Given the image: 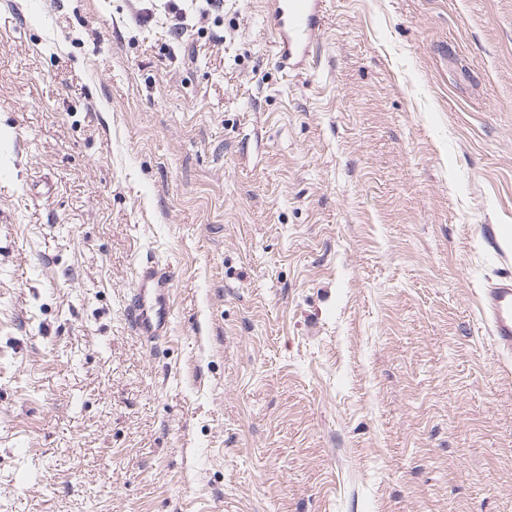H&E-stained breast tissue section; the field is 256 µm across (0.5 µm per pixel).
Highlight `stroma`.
Listing matches in <instances>:
<instances>
[{"label": "stroma", "mask_w": 512, "mask_h": 512, "mask_svg": "<svg viewBox=\"0 0 512 512\" xmlns=\"http://www.w3.org/2000/svg\"><path fill=\"white\" fill-rule=\"evenodd\" d=\"M183 8L0 0V512H512V0ZM326 0H265L267 33L281 67L303 69L316 64L317 35L325 24ZM172 276L153 260L141 261L136 288L125 307V320L146 344L155 345L166 335L172 318ZM482 315L499 353L512 354V276L487 282L480 289Z\"/></svg>", "instance_id": "obj_1"}]
</instances>
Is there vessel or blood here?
I'll list each match as a JSON object with an SVG mask.
<instances>
[{
    "label": "vessel or blood",
    "mask_w": 512,
    "mask_h": 512,
    "mask_svg": "<svg viewBox=\"0 0 512 512\" xmlns=\"http://www.w3.org/2000/svg\"><path fill=\"white\" fill-rule=\"evenodd\" d=\"M326 0H264L270 23L267 33L280 66L291 69L316 64L317 35L325 23ZM174 288L169 272L153 260L140 262L136 287L125 307L132 332L145 343H159L167 334ZM482 315L499 353L512 354V276L487 282L480 290Z\"/></svg>",
    "instance_id": "vessel-or-blood-1"
}]
</instances>
